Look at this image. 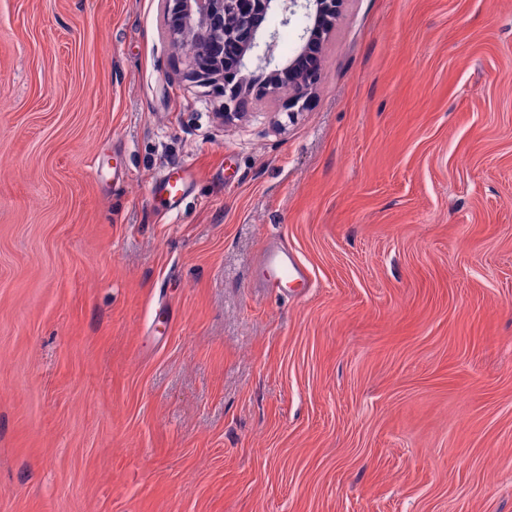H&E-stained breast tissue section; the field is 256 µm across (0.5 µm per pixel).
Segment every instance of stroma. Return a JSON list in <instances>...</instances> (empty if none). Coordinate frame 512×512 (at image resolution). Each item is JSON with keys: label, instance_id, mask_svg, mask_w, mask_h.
Wrapping results in <instances>:
<instances>
[{"label": "stroma", "instance_id": "obj_1", "mask_svg": "<svg viewBox=\"0 0 512 512\" xmlns=\"http://www.w3.org/2000/svg\"><path fill=\"white\" fill-rule=\"evenodd\" d=\"M163 28L0 0V512H512V0H346L292 121ZM182 175L177 173L159 178L153 184L154 189L164 195L170 206V212H176L187 189V176L181 167H177ZM260 266L265 276L258 287L288 288L292 283L302 282L305 288H311L307 269L288 253L285 246L267 248L260 256Z\"/></svg>", "mask_w": 512, "mask_h": 512}]
</instances>
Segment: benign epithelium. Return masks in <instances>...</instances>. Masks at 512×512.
Here are the masks:
<instances>
[{
    "label": "benign epithelium",
    "instance_id": "benign-epithelium-1",
    "mask_svg": "<svg viewBox=\"0 0 512 512\" xmlns=\"http://www.w3.org/2000/svg\"><path fill=\"white\" fill-rule=\"evenodd\" d=\"M345 0H161L165 38L176 49L186 46L182 78L198 85L220 86L214 116L231 122L264 100H279V111L292 118L304 110L320 78V35L333 29ZM280 25L303 13L308 22L301 45L284 62L274 48L276 28H262L273 8Z\"/></svg>",
    "mask_w": 512,
    "mask_h": 512
}]
</instances>
